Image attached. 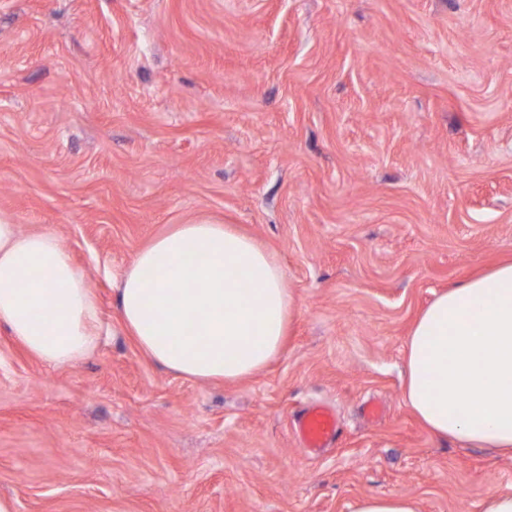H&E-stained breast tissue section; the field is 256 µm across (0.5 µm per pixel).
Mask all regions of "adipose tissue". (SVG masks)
Returning <instances> with one entry per match:
<instances>
[{"mask_svg": "<svg viewBox=\"0 0 512 512\" xmlns=\"http://www.w3.org/2000/svg\"><path fill=\"white\" fill-rule=\"evenodd\" d=\"M118 296L141 351L196 381L263 371L297 313L276 253L230 224L173 225L135 255ZM43 306L48 316L37 317ZM97 320L95 296L60 236L0 222V325L61 365L93 348ZM404 397L433 436L512 455V260L450 287L419 314Z\"/></svg>", "mask_w": 512, "mask_h": 512, "instance_id": "ef3b65f1", "label": "adipose tissue"}]
</instances>
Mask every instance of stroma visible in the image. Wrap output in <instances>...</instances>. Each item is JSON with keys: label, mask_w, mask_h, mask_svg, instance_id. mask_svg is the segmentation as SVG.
<instances>
[{"label": "stroma", "mask_w": 512, "mask_h": 512, "mask_svg": "<svg viewBox=\"0 0 512 512\" xmlns=\"http://www.w3.org/2000/svg\"><path fill=\"white\" fill-rule=\"evenodd\" d=\"M0 220L52 232L99 306L53 366L0 326L15 512H482L512 457L432 436L405 350L439 293L512 256V0H0ZM273 249L298 314L237 382L184 379L117 286L173 224ZM333 406L335 442L293 427ZM336 413L324 405H312L296 421L294 433L299 442L311 451L332 445L338 434ZM418 500L410 495H369L358 498L352 512H419Z\"/></svg>", "instance_id": "1"}]
</instances>
